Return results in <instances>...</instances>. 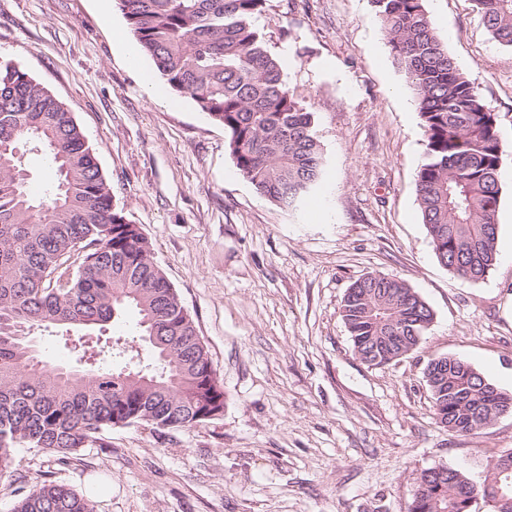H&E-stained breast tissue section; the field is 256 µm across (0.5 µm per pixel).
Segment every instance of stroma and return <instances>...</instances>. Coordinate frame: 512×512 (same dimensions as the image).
Instances as JSON below:
<instances>
[{"label":"stroma","instance_id":"stroma-1","mask_svg":"<svg viewBox=\"0 0 512 512\" xmlns=\"http://www.w3.org/2000/svg\"><path fill=\"white\" fill-rule=\"evenodd\" d=\"M439 38L497 114L498 237H512V48L474 0H426ZM256 25L314 116L326 177L298 211L258 195L223 126L164 79L131 68L115 0H0V62L23 63L81 126L177 291L224 391L192 427L115 426L66 462L15 448L0 512L50 478L96 512H409L424 470L482 482L512 451V410L475 433L437 419L425 370L468 362L512 394V260L482 281L442 266L416 200L426 142L415 91L370 0H266ZM405 281L433 319L405 356L371 365L342 318L348 288Z\"/></svg>","mask_w":512,"mask_h":512}]
</instances>
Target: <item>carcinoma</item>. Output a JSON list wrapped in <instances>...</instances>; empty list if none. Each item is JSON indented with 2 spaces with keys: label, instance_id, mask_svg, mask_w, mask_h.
I'll list each match as a JSON object with an SVG mask.
<instances>
[{
  "label": "carcinoma",
  "instance_id": "carcinoma-1",
  "mask_svg": "<svg viewBox=\"0 0 512 512\" xmlns=\"http://www.w3.org/2000/svg\"><path fill=\"white\" fill-rule=\"evenodd\" d=\"M425 0H372L391 52L416 91L426 161L416 179L423 223L439 262L478 282L497 261L502 144L498 117L438 37ZM485 27L512 47V0H475ZM142 54L175 91L224 127L227 147L255 191L290 210L321 184L323 151L313 113L289 92L255 21L265 0H117ZM40 152L55 179L30 190L28 154ZM137 312L144 350L118 342L120 370L75 372L32 354L28 336L44 327L101 331ZM343 319L361 360L406 354L432 320L404 281L380 274L348 289ZM430 388L436 415L470 432L476 412L510 406L463 361L448 362ZM224 412V391L193 320L151 258L138 226L112 205V188L65 105L18 62L0 63V476L25 444L61 462L82 448H106L114 426L192 427ZM473 483L418 484L410 512H463L460 495L492 484L512 500V472ZM13 512H95L64 483L32 485Z\"/></svg>",
  "mask_w": 512,
  "mask_h": 512
}]
</instances>
